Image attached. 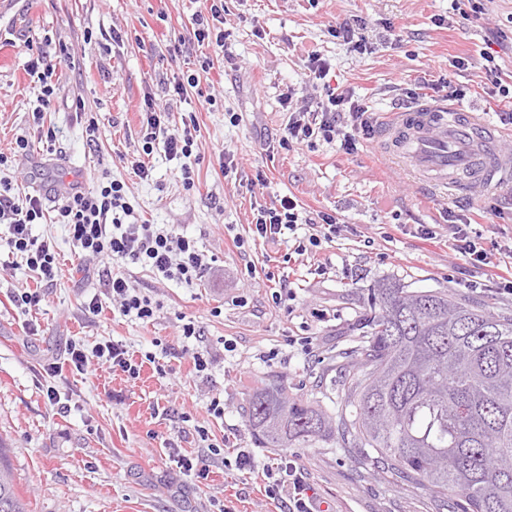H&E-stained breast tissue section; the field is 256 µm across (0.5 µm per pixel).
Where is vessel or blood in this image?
<instances>
[{"label": "vessel or blood", "mask_w": 512, "mask_h": 512, "mask_svg": "<svg viewBox=\"0 0 512 512\" xmlns=\"http://www.w3.org/2000/svg\"><path fill=\"white\" fill-rule=\"evenodd\" d=\"M381 145L438 187L479 196L512 185V151L501 146L495 128L468 111L425 102L398 112Z\"/></svg>", "instance_id": "vessel-or-blood-1"}]
</instances>
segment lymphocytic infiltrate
<instances>
[{
    "label": "lymphocytic infiltrate",
    "instance_id": "obj_1",
    "mask_svg": "<svg viewBox=\"0 0 512 512\" xmlns=\"http://www.w3.org/2000/svg\"><path fill=\"white\" fill-rule=\"evenodd\" d=\"M55 70V64L47 62L41 54L26 65L28 75L40 86V94L32 113L35 137L18 140L19 154H28L38 142L47 148L55 143L54 128L44 125V114L51 109L56 96ZM164 116V107L153 96H145L142 149L147 152L154 142H163L166 154L180 162L184 186L193 187L199 126L196 120L186 119L181 125L170 127L165 124ZM378 124L375 113L353 101L346 90L337 86L329 88L325 100L317 103L315 109L292 110L278 144L285 147L293 143L310 145L318 140H337L343 149L351 151L360 140L374 136ZM132 211L123 183L110 180L88 190L76 188L66 195L55 221L67 226L81 264L85 269L97 270L100 284L120 312L146 321L154 315L152 301L133 283L126 272L127 265L137 264L150 269L158 278L190 286L205 277L211 264L197 240L187 234L145 221L125 223V216ZM45 218L41 196H29L25 204L19 205L11 196L0 193V240L11 253L24 260L39 282L36 288L13 294L11 302L20 309L46 303L48 290L55 282L54 243L51 237L33 232L34 226ZM301 222L296 200L286 195L277 205L254 211L251 231L255 239L275 243ZM265 476L268 480L265 492L270 499L280 501V512H317L308 476L294 459L280 457L267 468Z\"/></svg>",
    "mask_w": 512,
    "mask_h": 512
}]
</instances>
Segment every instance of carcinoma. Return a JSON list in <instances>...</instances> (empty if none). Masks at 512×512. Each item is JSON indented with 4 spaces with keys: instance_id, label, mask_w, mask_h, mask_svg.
<instances>
[{
    "instance_id": "cac0c4a2",
    "label": "carcinoma",
    "mask_w": 512,
    "mask_h": 512,
    "mask_svg": "<svg viewBox=\"0 0 512 512\" xmlns=\"http://www.w3.org/2000/svg\"><path fill=\"white\" fill-rule=\"evenodd\" d=\"M358 327L341 411L272 382L249 395L255 440L288 448L338 437L460 512H512V316L384 280ZM0 512H27L1 442Z\"/></svg>"
}]
</instances>
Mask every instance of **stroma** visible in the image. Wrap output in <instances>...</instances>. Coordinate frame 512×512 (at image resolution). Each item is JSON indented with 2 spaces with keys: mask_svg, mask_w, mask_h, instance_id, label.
Wrapping results in <instances>:
<instances>
[{
  "mask_svg": "<svg viewBox=\"0 0 512 512\" xmlns=\"http://www.w3.org/2000/svg\"><path fill=\"white\" fill-rule=\"evenodd\" d=\"M203 0H11L0 13V182L32 193L67 180L91 188L102 177L125 185L137 219L168 224L196 238L213 258L202 281L187 286L159 280L131 265L127 272L155 305L141 321L123 315L97 280L79 269L63 226L39 224L53 236L58 276L49 302L27 312L10 301L19 288L35 287L24 262L0 246V440L8 446L18 493L30 512H212L220 499L231 512H278L264 492L260 470L275 453L256 444L243 406L248 393L279 380L289 396L336 410L345 395L342 368L359 341L355 329L370 290L396 278L418 290H445L455 297L512 315V295L499 276L512 265L502 254L512 243V189L478 202L424 191L410 172L389 159L378 139L348 152L339 142L317 141L270 152L267 142L288 121L290 107L316 104L323 83L311 79L307 56L318 52L330 77L355 101L390 122L409 92L427 87V101L442 102L448 88L465 95L459 108L502 132L512 149V124L499 120L502 103L484 85L483 57L490 54L512 77V0H485L473 13L467 0H224V46L198 45L193 19ZM359 20L371 52L350 51L334 37L337 23ZM121 42H113L112 32ZM68 48L73 65L58 66L54 152L35 145L15 153V141L32 138V111L39 86L26 72L32 49L56 58ZM233 63H225V54ZM467 59L456 67L457 58ZM197 76L215 97L201 107L196 96L172 92L184 74ZM167 111L170 125L196 115L201 128L196 186L181 183L180 162L162 142L143 155L139 135L144 94ZM84 105L76 120V105ZM238 113L239 123L229 121ZM97 122L99 144L86 143V121ZM234 154L238 169L223 174L219 151ZM144 156L152 177H136L126 159ZM296 197L309 217L335 216L346 232L305 254L298 226L274 244L253 242L248 231L255 207ZM456 213L491 255L474 266L452 249L448 215ZM436 228V242L416 235L418 225ZM287 281L292 298L274 303ZM99 293L98 314L85 313L88 294ZM196 334L184 338L182 324ZM38 335H29V323ZM119 340L143 360L139 379L90 361L85 373L65 367L70 344L92 352ZM233 341L235 351L224 349ZM208 355L207 375L194 369V353ZM171 373L159 377L155 364ZM62 365L51 375V365ZM60 399L50 401L47 386ZM224 403L223 417L208 410ZM68 412H60L59 403ZM205 428L208 441L197 430ZM173 447H166V440ZM247 448L255 474L210 455L207 445ZM203 456V482L179 473L171 452ZM287 453L305 469L324 512H451L430 492L382 470L368 448L318 442Z\"/></svg>",
  "mask_w": 512,
  "mask_h": 512,
  "instance_id": "stroma-1",
  "label": "stroma"
}]
</instances>
